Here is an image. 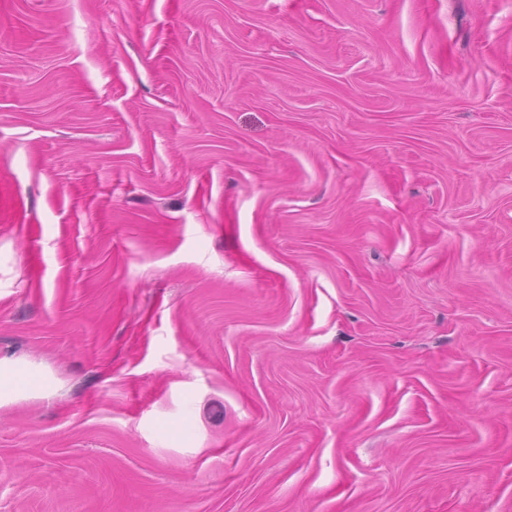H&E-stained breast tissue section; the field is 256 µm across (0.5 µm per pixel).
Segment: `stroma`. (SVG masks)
Listing matches in <instances>:
<instances>
[{
    "mask_svg": "<svg viewBox=\"0 0 512 512\" xmlns=\"http://www.w3.org/2000/svg\"><path fill=\"white\" fill-rule=\"evenodd\" d=\"M0 512H512V0H0ZM21 364L9 359H0V406L15 403L31 396H51L57 392L54 382L47 383L44 389L34 392H23L17 388L16 378L24 372Z\"/></svg>",
    "mask_w": 512,
    "mask_h": 512,
    "instance_id": "stroma-1",
    "label": "stroma"
}]
</instances>
